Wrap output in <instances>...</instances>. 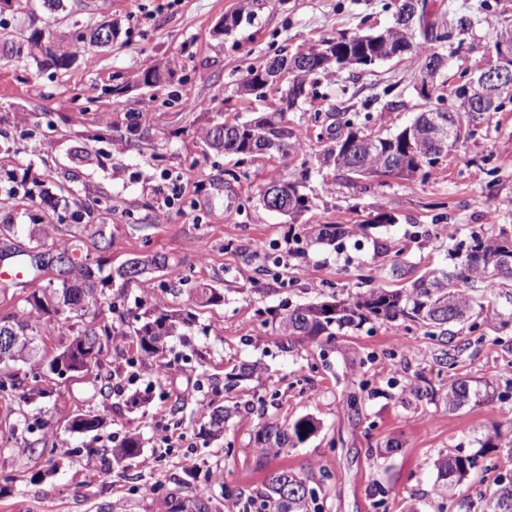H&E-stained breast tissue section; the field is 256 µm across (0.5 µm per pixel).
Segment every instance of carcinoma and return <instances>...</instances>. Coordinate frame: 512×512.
<instances>
[{"label":"carcinoma","instance_id":"carcinoma-1","mask_svg":"<svg viewBox=\"0 0 512 512\" xmlns=\"http://www.w3.org/2000/svg\"><path fill=\"white\" fill-rule=\"evenodd\" d=\"M445 27L437 25L436 20L426 26L419 24L403 32L388 27L382 31L369 34H345L332 37L330 41L336 46V59L322 66L316 62L302 70L299 80L300 99L307 95V80L318 74L341 72L357 67H368L381 61L389 60L401 49L402 43H411L410 55H416L422 62L439 55L435 45L448 41ZM511 33L512 28H503L483 57L474 65L473 77H479L491 65L500 62L499 43L501 35ZM512 102L511 93H499L486 106H477L468 112L456 107L446 109L443 117L455 127L462 140L474 135L482 124L486 112H500L505 104ZM369 115L354 116L338 126L336 134L328 136L329 142L324 146L318 158H335L333 168L343 172L345 178L370 179L375 176H395L402 178L421 177L427 180L438 171L426 155L432 146L419 138L413 128L407 126L387 136L372 135L365 132ZM266 123L265 115L252 116L246 120L217 122L203 136L204 143L226 153L254 155L272 153L281 158H293L301 150V135L295 129L289 130L288 148L279 145L262 149L259 145V128ZM299 182H288L281 186L288 200V216L292 221L308 209V198L301 191ZM88 208L79 199L73 200L69 217L73 221L72 242L60 249L65 261L58 263L56 276L48 279L46 285L37 288L25 299L30 310L21 314L8 313L0 317V332L9 331L20 337L12 348H0V364L29 363L35 351V337L48 330L41 318L31 319L32 313L48 314L55 320L76 321L82 323L69 344L62 352L48 362V369L60 376L66 373L88 374L101 382L100 394L106 398L112 396V377L115 373H102L99 356L109 342L118 337L130 336L136 344V351L141 359H150L164 352V343L170 336L184 335V329L190 324V318L176 313H160L158 316L144 314L136 327L128 331L101 330L96 327V310L104 298L98 285H106L114 278L123 283L142 274L148 265L166 268L164 258L153 257L148 260L134 258L129 266L121 267L113 274L103 275L102 260H91L81 251V236L90 229L82 223ZM98 238V248L108 251L112 242L106 237L103 226L91 229ZM357 233L356 228L347 224H307L304 235L316 242L334 243L338 239L348 238ZM512 257V235L502 230L495 236L474 232L460 263V268L447 272L433 270L415 281L410 288L388 290L385 288H367L365 291L338 299L308 305L287 307L272 314L276 335L283 349H290L306 340L326 337L331 342L336 331L349 326H361L374 320H394L405 316L410 320L429 328L426 335L438 341L442 350L439 364L448 367V324L468 318L478 306L477 299L467 292L466 285L478 279L493 287H499L504 281H512V266L503 268L498 265V257L503 253ZM170 268V267H168ZM172 292L179 291V285L185 282L178 267L170 268ZM255 364L244 365L237 375L224 378V393L230 394L237 387V380L250 377L258 372ZM37 392V387H26L16 375L7 379L0 378V399L11 403L25 401ZM489 398V391H480L470 386L469 381L457 379L452 381L444 394L448 408L460 409L464 406H478ZM239 412V406H216L207 412L208 422L205 433L218 437L224 432L226 423L233 414ZM103 418L98 414L88 413L76 416L70 423V429L76 433H86L99 429ZM316 430L312 419L307 416L293 421L283 429L276 423H268L257 432L256 440L260 459L269 461L280 456L283 450L303 443ZM140 439L136 434L127 435L122 442L111 449L112 461L107 472L124 462L140 456ZM478 465L476 455H448L438 459L435 464L437 479L435 492L438 498L448 499V493L460 485ZM481 512H512V479L505 481L498 478L496 488L486 494L479 493ZM234 504L238 512H322L317 503V492L306 484V479L288 468H277L267 477L265 490L254 495L242 492L235 495ZM159 512H212L210 498L203 495L177 496L166 495Z\"/></svg>","mask_w":512,"mask_h":512}]
</instances>
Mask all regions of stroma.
Listing matches in <instances>:
<instances>
[{"label":"stroma","instance_id":"35a3bbf8","mask_svg":"<svg viewBox=\"0 0 512 512\" xmlns=\"http://www.w3.org/2000/svg\"><path fill=\"white\" fill-rule=\"evenodd\" d=\"M399 0H271L256 17L228 34L217 27L239 0H0V133L14 151L0 158V173L26 180L35 191L64 204L67 186L87 206L110 198L112 211L91 214L106 227L112 247L105 258L117 268L138 254L165 256L189 281L180 293L165 291L167 272L146 271L125 288H109L97 310L99 323H114L109 301L125 299L126 324L162 308L191 313L185 337H169L157 367H139L127 394L153 386L149 403L127 408L123 397L102 398L92 377L37 374L39 396L14 403L15 417L32 427L11 435L0 419V512H155L157 500L175 490L210 496L217 512L231 503L223 489L255 492L269 469L285 467L317 487L323 512H439L433 492L435 463L448 455H478L479 465L456 490L472 497L512 474V285L486 291L469 287L481 309L472 321L452 324L447 347L406 318L373 321L338 332L325 345L303 343L283 351L271 310L319 301L329 291H361L359 274L373 286H410L426 271L453 270L454 253L471 231L512 232V103L491 113L473 138L444 158L428 180L385 178L349 183L341 172L319 167L323 148L316 128L333 130L341 113L371 114L368 131L392 134L426 111L415 91L416 56L318 77L312 94L288 113L290 126L308 131L303 151L290 160L244 157L207 149L203 128L218 120L246 119L279 104L278 91L240 99L235 88L246 70L278 53H294L346 33L389 26ZM118 37L94 62L77 59L66 74L32 54L30 38L53 31L57 52L73 51L75 37L101 19ZM492 33L476 22L460 51L437 79L445 106L482 56ZM150 69L163 71L157 87L141 84ZM124 94L109 95L114 79ZM393 86L397 105L368 107L371 96ZM140 115L135 144L111 138L113 125ZM303 180L310 198L305 224L358 225L342 248L289 251L287 216L265 210L258 193L267 183ZM183 191L169 200L170 182ZM380 212L393 224H376ZM455 225L447 237L438 221ZM221 292L204 306L196 290ZM454 364L440 366V353ZM261 366L241 381L236 397L252 404L233 417L223 436L201 434L202 411L235 365ZM423 378L443 391L457 377L489 381L499 397L477 407L448 411L442 399L417 401L408 385ZM369 381L361 389V381ZM357 410H350V396ZM101 415L97 431L68 429L76 415ZM312 418L316 432L287 449L269 468L258 465L255 435L264 424ZM139 434L142 453L124 477L104 475L110 450ZM493 447H486V440ZM224 473L223 484L208 482ZM388 496L377 505L375 490Z\"/></svg>","mask_w":512,"mask_h":512}]
</instances>
